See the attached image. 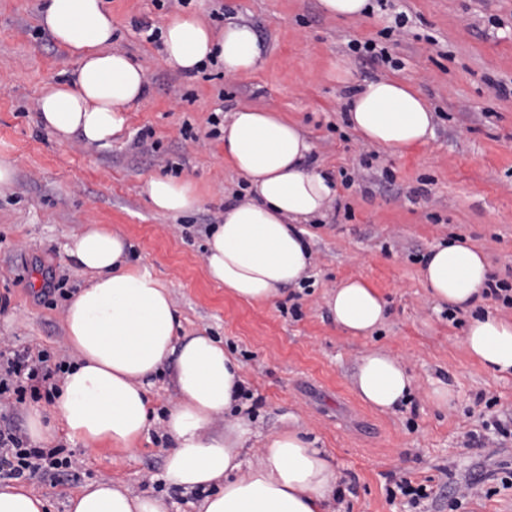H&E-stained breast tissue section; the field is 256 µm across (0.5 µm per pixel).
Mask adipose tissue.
Returning a JSON list of instances; mask_svg holds the SVG:
<instances>
[{
	"instance_id": "1",
	"label": "adipose tissue",
	"mask_w": 512,
	"mask_h": 512,
	"mask_svg": "<svg viewBox=\"0 0 512 512\" xmlns=\"http://www.w3.org/2000/svg\"><path fill=\"white\" fill-rule=\"evenodd\" d=\"M42 24L77 61L67 85L38 101L44 128L60 139L78 134L109 147L127 112L147 96L142 66L113 50L104 0H49ZM164 52L170 67L187 73L217 58L229 78L249 76L262 58L248 22H228L217 33L192 14L167 25ZM345 106L361 141L393 155L426 144L433 133L431 106L397 79L367 82ZM223 133L224 158L247 181L248 196L225 207L207 241L205 270L229 295L263 303L308 278L313 257L306 227L326 217L336 183L309 165L314 145L301 126L271 109L239 106ZM147 193L156 210L172 216L199 204L189 181L154 177ZM127 247L119 230L92 224L74 233L67 248L89 276L66 311L76 361L59 387L58 415L70 436L87 446L131 447L149 424L145 381L170 361L180 401L166 419L173 446L165 478L201 492L196 512H341L340 474L297 426L268 435L257 462L244 465L241 451L253 430L236 413L244 384L238 359L211 336H176L169 292L129 262ZM489 274L484 252L457 239L432 246L421 269L437 309L469 314L468 354L493 372L512 374V318L483 309ZM324 303L336 326L353 337L373 335L388 317L384 297L361 279L341 281ZM353 390L365 404L394 412L407 403L412 377L405 363L377 349L361 358ZM68 512L167 510L160 498L99 482L72 495Z\"/></svg>"
}]
</instances>
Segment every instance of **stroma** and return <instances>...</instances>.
Segmentation results:
<instances>
[{
  "label": "stroma",
  "mask_w": 512,
  "mask_h": 512,
  "mask_svg": "<svg viewBox=\"0 0 512 512\" xmlns=\"http://www.w3.org/2000/svg\"><path fill=\"white\" fill-rule=\"evenodd\" d=\"M46 3L0 0V156L16 162L13 188L0 197V346L73 364L66 309L86 277L66 250L84 225L106 224L127 237L131 263L168 289L182 332L223 340L241 363L256 433L244 461L258 459L266 435L295 423L340 473L343 512H512V374L467 355L464 318L436 309L420 277L429 249L461 236L483 248L493 275L512 282V0H389L355 23L326 16L319 0H191L184 8L105 0L112 47L142 65L149 88L107 148L59 140L39 119L40 97L76 66L40 23ZM219 6L224 16L213 18ZM186 11L218 30L246 20L263 48L261 67L231 81L216 65L194 74L168 66L162 43L137 27L162 28ZM401 12L409 22L396 32ZM369 39L388 61L349 51L350 41ZM336 60L346 81L330 70ZM382 77L403 81L435 111L427 145L402 157L364 144L342 120L350 92ZM240 105L297 121L315 146L312 163L338 188L327 217L309 227L310 278L262 304L225 295L205 271L207 237L246 188L211 119ZM153 176L191 181L199 206L158 213L146 193ZM51 274L64 292L45 297ZM350 277L388 303L374 336L339 331L324 305L325 292ZM379 348L403 359L413 378L395 412L364 404L352 388L360 358ZM442 383L454 389L452 408L429 398ZM148 390L156 418L132 450L88 447L58 429L53 444L67 449L72 468L27 482L48 497L49 512H67L87 483L112 480L162 497L168 512H193L195 492L165 479L172 440L163 418L178 401L171 368ZM403 483L422 496L402 495Z\"/></svg>",
  "instance_id": "stroma-1"
}]
</instances>
